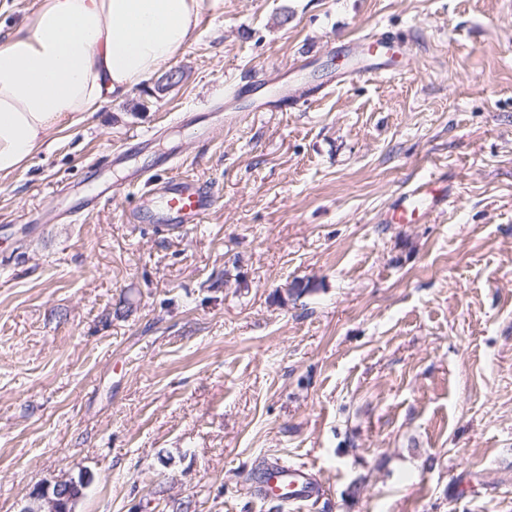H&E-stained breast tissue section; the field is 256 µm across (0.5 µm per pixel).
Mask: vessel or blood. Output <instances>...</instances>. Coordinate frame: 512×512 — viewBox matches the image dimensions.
<instances>
[{"label":"vessel or blood","instance_id":"b4317fda","mask_svg":"<svg viewBox=\"0 0 512 512\" xmlns=\"http://www.w3.org/2000/svg\"><path fill=\"white\" fill-rule=\"evenodd\" d=\"M348 52L362 51L371 58L369 64L352 65L340 74L341 80L360 81L390 71L389 56L394 55L396 42L393 38L362 37L349 41ZM177 154L161 157L158 170L166 177L151 185L147 205L134 210L128 217L132 224H151L157 227L180 228L199 224L209 214L213 199L207 185L177 175ZM428 184H421L404 193L390 213L396 223L408 224L430 214L435 200ZM263 495L280 498L286 503H303L318 495L320 485L311 468L306 464L275 463L261 471L257 479Z\"/></svg>","mask_w":512,"mask_h":512}]
</instances>
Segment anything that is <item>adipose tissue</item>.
<instances>
[{
	"label": "adipose tissue",
	"mask_w": 512,
	"mask_h": 512,
	"mask_svg": "<svg viewBox=\"0 0 512 512\" xmlns=\"http://www.w3.org/2000/svg\"><path fill=\"white\" fill-rule=\"evenodd\" d=\"M202 0H39L0 38V178L190 46Z\"/></svg>",
	"instance_id": "1"
}]
</instances>
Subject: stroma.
Here are the masks:
<instances>
[{
  "label": "stroma",
  "instance_id": "1",
  "mask_svg": "<svg viewBox=\"0 0 512 512\" xmlns=\"http://www.w3.org/2000/svg\"><path fill=\"white\" fill-rule=\"evenodd\" d=\"M383 33L410 72L243 94ZM171 65L0 179V512L79 476L76 512H512V0H204ZM171 151L211 213L127 223ZM99 177L64 222L58 185ZM427 180L436 210L386 223ZM276 460L320 496L258 498Z\"/></svg>",
  "mask_w": 512,
  "mask_h": 512
}]
</instances>
